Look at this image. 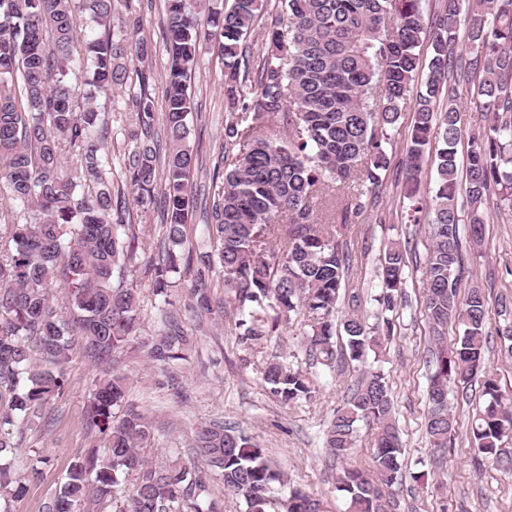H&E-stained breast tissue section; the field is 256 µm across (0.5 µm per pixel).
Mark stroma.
<instances>
[{
  "instance_id": "obj_1",
  "label": "stroma",
  "mask_w": 512,
  "mask_h": 512,
  "mask_svg": "<svg viewBox=\"0 0 512 512\" xmlns=\"http://www.w3.org/2000/svg\"><path fill=\"white\" fill-rule=\"evenodd\" d=\"M136 9L142 18L141 33L153 43L155 51L146 65L140 64L136 57H129L128 68L150 72L149 92L159 105L166 87L164 0H138ZM189 92L192 99L189 145L203 161L194 181L197 189L203 190L210 185L224 143V65L217 43L203 45ZM127 99V92L120 90L98 96L96 101L102 119L109 126L106 151L114 159L112 172L117 182L122 179L120 160L131 147L128 133L136 126V116L129 109ZM412 118V110H405L392 133L388 147L390 166L381 174L375 205L367 208L345 233L352 253L347 290L358 294L359 312L367 322H375L380 311L375 300L379 292V258L388 243L400 241L414 258L405 269L403 295L393 314L394 333L380 363L391 388L393 419L403 445L401 476L393 488L391 512H439L444 503L448 504L449 512H512V475L480 467L471 450L468 421L482 405V397L469 402L452 400L458 424L448 451L432 448L425 433L428 326L421 301L428 230L426 225L401 221L403 160ZM124 202L132 209L136 231L143 243L125 282L141 291L138 336L144 339L157 330L158 304L144 273V264L152 255L162 229L154 213H144L135 207L132 196H125ZM461 246V286L482 288L488 301L485 331L489 343L485 362L502 388L512 389V358L501 353L498 337V330L507 319L501 316L497 304L500 295H512V217L486 212L483 244L478 246L465 238ZM185 325L192 337L189 360L178 371L179 388H171L167 376L139 352H128L117 366L126 378L129 399L148 406L160 426L150 458L162 462L175 452L189 455L194 429L203 422L221 421L253 437L284 473L289 485L301 487L320 500L322 512H344L345 500L335 487V473L329 466L324 438L328 422L359 376L353 364L337 366L333 371L321 366L309 367L303 343L305 325L300 319L281 326L275 336L249 352L237 342L238 330L232 312L206 319L201 325L189 314ZM273 353L290 363L310 368L318 388L315 398L286 408L265 393L260 370ZM65 371L64 394L48 401L34 425L12 430L23 461L42 471L41 479L31 485L25 501L15 504L14 512H39L42 504L58 493L72 461L92 449L101 455L106 452L102 435L87 429L84 420L96 368L76 348Z\"/></svg>"
}]
</instances>
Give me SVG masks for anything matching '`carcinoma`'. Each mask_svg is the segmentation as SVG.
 <instances>
[{"label": "carcinoma", "instance_id": "1", "mask_svg": "<svg viewBox=\"0 0 512 512\" xmlns=\"http://www.w3.org/2000/svg\"><path fill=\"white\" fill-rule=\"evenodd\" d=\"M269 0H233L227 9L199 16L190 0H166L163 32L169 48L163 134L155 131L154 100L139 76L129 100L137 128L122 158L126 188L142 210L156 204L163 183L162 236L146 269L154 296L162 297L161 330L143 343L146 358L171 372L185 360L188 330L183 311L203 322L213 308H235L239 342L251 349L292 318H305L309 357L336 366L334 314L346 287L349 254L336 238L368 206L380 173L390 164L385 148L410 99H415L407 183L414 185L425 155L437 178L429 199L415 197L406 219L428 226L424 266V313L431 327L428 362L430 444L448 449L457 418L448 404L450 385L483 374V407L471 422L478 464L512 472V390L487 371L484 348L487 301L469 289L458 301L460 225L483 239V206L512 212V0H448L427 18V0H280L282 20L264 42L247 38ZM124 15L125 34L116 40L112 17ZM87 15L104 29L77 49V22ZM133 0H0V200L21 222L11 225L10 247L0 254V512H13L36 467L19 476L10 429L29 424L44 403L65 391V365L74 337L101 371L86 411V424L104 436L108 454L88 452L66 471L57 496L43 512H77L89 492L111 501L115 512H221L205 496L217 480L240 498L245 512H320L300 489L279 494L288 480L244 431L214 421L197 427L191 459L150 461L157 425L125 402L126 378L109 371L114 354L136 337L140 291L124 286L137 259L139 237L129 209L113 200L112 159L105 152L108 124L100 119L97 94L128 81V51L145 61L151 41L139 36ZM431 39L430 75L414 91L422 66L416 52ZM218 43L224 64V147L211 176L212 205L205 206L213 249L185 251L195 197L190 177L197 163L188 145L191 112L187 79L197 65L201 40ZM470 54L468 77L477 80L476 109L491 116L472 137L466 169L469 211L457 197V149L462 115L455 48ZM86 73V93L72 81ZM288 128V141L267 135ZM356 190L339 213L340 224H322L316 200L327 183ZM287 217L279 225L277 218ZM409 250L399 242L380 257L378 302L391 311L404 284ZM223 269L222 284L212 278ZM190 277L183 306L171 300ZM224 297L214 298V288ZM62 290V305L53 292ZM342 326L349 358L362 363L382 350L392 332L386 318L368 325L357 313L358 297ZM462 334L447 343L445 329ZM266 392L283 405L316 396L309 373L272 356L260 371ZM393 399L383 373L360 375L326 430L334 461L357 441V423L373 427L372 468L345 467L336 490L347 512H386L397 483L403 448L392 417ZM132 477V489L121 488Z\"/></svg>", "mask_w": 512, "mask_h": 512}]
</instances>
